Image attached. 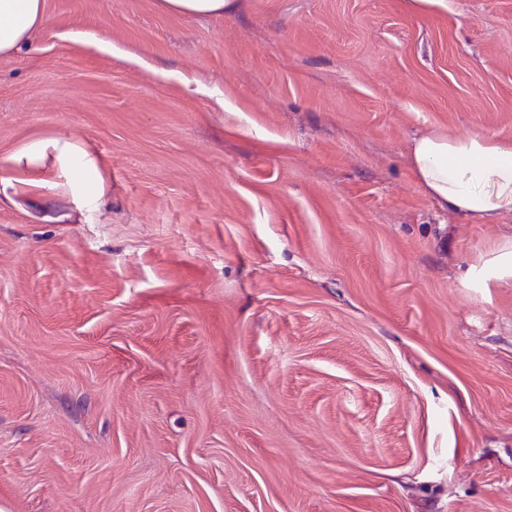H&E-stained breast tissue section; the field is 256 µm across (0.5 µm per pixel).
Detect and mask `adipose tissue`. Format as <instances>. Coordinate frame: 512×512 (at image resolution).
Instances as JSON below:
<instances>
[{
    "instance_id": "adipose-tissue-1",
    "label": "adipose tissue",
    "mask_w": 512,
    "mask_h": 512,
    "mask_svg": "<svg viewBox=\"0 0 512 512\" xmlns=\"http://www.w3.org/2000/svg\"><path fill=\"white\" fill-rule=\"evenodd\" d=\"M45 14V0H0V57L28 46ZM49 157L60 187L76 205L101 198L96 156L68 139L34 141L1 161L0 186H15L19 169H42ZM409 159L419 184L441 208L475 224L512 213V146L484 134L426 131L413 138Z\"/></svg>"
}]
</instances>
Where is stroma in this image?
Masks as SVG:
<instances>
[{"mask_svg": "<svg viewBox=\"0 0 512 512\" xmlns=\"http://www.w3.org/2000/svg\"><path fill=\"white\" fill-rule=\"evenodd\" d=\"M156 2L0 58V160L104 192L0 199V512H512V214L408 164L512 144V0ZM159 8L167 13H176L197 18L231 14L237 0H158ZM409 159L418 183L441 208L472 224L512 213V146L484 134L425 131L412 139ZM48 155L54 159L56 177L60 181L48 179H18L19 169L41 170ZM42 184L51 189L63 188L71 200L82 206L102 196L99 163L95 155L68 139L34 141L13 153L2 161L0 167V186L3 190L15 187V184L29 186Z\"/></svg>", "mask_w": 512, "mask_h": 512, "instance_id": "1", "label": "stroma"}]
</instances>
